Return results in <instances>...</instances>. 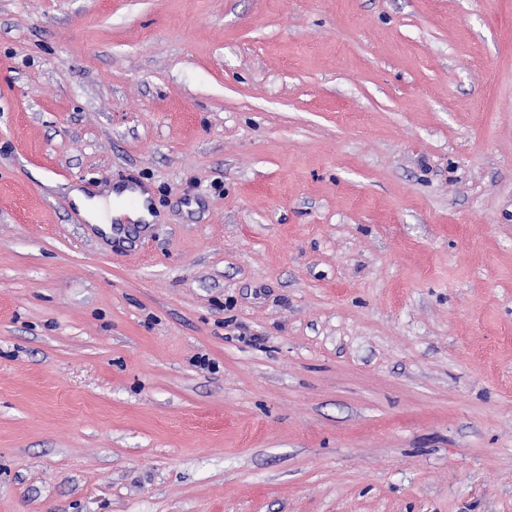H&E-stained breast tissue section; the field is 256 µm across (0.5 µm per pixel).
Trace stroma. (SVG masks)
Returning <instances> with one entry per match:
<instances>
[{"mask_svg":"<svg viewBox=\"0 0 512 512\" xmlns=\"http://www.w3.org/2000/svg\"><path fill=\"white\" fill-rule=\"evenodd\" d=\"M0 512H512V0H0ZM70 196L89 224H101L103 228L110 229L112 219L121 222L150 219L147 205L151 193L146 189L140 194V205L135 209L125 205V193L119 190L111 192L107 198H90L80 187H74Z\"/></svg>","mask_w":512,"mask_h":512,"instance_id":"1","label":"stroma"}]
</instances>
